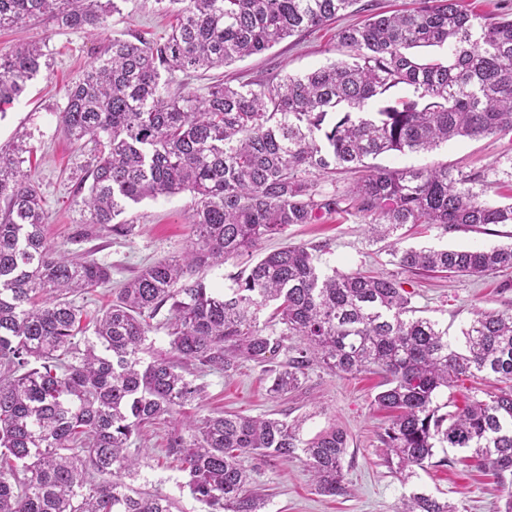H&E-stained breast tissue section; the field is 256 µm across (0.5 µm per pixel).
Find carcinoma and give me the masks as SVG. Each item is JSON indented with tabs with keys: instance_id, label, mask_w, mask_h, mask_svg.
<instances>
[{
	"instance_id": "obj_1",
	"label": "carcinoma",
	"mask_w": 512,
	"mask_h": 512,
	"mask_svg": "<svg viewBox=\"0 0 512 512\" xmlns=\"http://www.w3.org/2000/svg\"><path fill=\"white\" fill-rule=\"evenodd\" d=\"M357 2L155 0L176 15L170 31L151 42L108 40L67 88L59 128L94 151L91 183L76 201L82 223L126 236L133 225L117 217L127 204L188 192L195 226L182 256L118 289L91 337L74 297L108 284L110 267L47 241L40 184L24 167L28 133L0 148V512H174L171 497L138 483L132 436L203 400L196 379L241 360L263 366L282 351L291 356L266 371L271 393L298 388L315 366L379 374L374 402L391 413L388 462L408 478L438 448L469 449L497 479L500 512H512V313L478 310L452 341L448 328L418 315L403 281L328 274L304 246L266 254L223 290L201 277L294 224L343 212L368 219L370 238L388 241L391 263L406 272L512 269V244L400 251L390 241L408 224L444 234L512 224V203L490 204L470 188L479 173L373 163L512 132V13L415 0L340 28L341 59L327 66L257 89L167 93L178 72L263 53ZM117 11V0H0V27L47 18L60 29H97ZM49 56L44 43L0 48L1 114ZM338 173L352 182L331 192L312 179L333 183ZM165 306L170 355L151 356L150 320ZM491 376L503 386L474 388L464 407L439 402L455 382ZM302 429L217 412L180 423L165 455L206 512H263L265 495L242 465L253 455L286 460L299 450L318 493L346 494V430L330 423L305 439ZM402 512L458 510L420 494L403 500Z\"/></svg>"
}]
</instances>
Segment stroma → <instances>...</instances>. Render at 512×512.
Returning a JSON list of instances; mask_svg holds the SVG:
<instances>
[{"instance_id":"1","label":"stroma","mask_w":512,"mask_h":512,"mask_svg":"<svg viewBox=\"0 0 512 512\" xmlns=\"http://www.w3.org/2000/svg\"><path fill=\"white\" fill-rule=\"evenodd\" d=\"M353 21V16L348 15L314 31L297 33L261 54L188 78L179 74L175 80L202 95L220 79L234 87L243 83L256 87L285 74L299 75L336 59V32ZM170 24V18L156 11L153 0H123L120 13L109 17L100 29L66 30L47 20L0 28V48L36 41L46 43L50 51L49 68L0 117V147L9 145L17 130L29 133L36 176L46 200L48 240L72 252H91L110 266L111 282L80 301L91 316L107 307L116 289L142 267L182 255L193 236L191 196L182 193L127 208L124 217L133 221L134 229L125 237L99 228L86 230L75 204V191L86 177L90 151L62 135L56 112L64 103L67 86L88 68L104 42L131 32L150 40L164 34ZM377 163L398 168L445 163L466 172L480 170L485 179L473 184L472 189L483 200L499 204L512 197V132L454 141L430 152L383 155ZM510 242L512 224H491L480 233L448 234L419 225L405 228L399 246L493 247ZM286 245L322 246L323 261L343 273L373 271L400 276L406 290L413 292V303L423 316L447 327L453 339L459 337L475 310L512 311V270L481 277L401 273L390 263L383 243L369 240L364 218L355 214H332L314 224L289 227L285 234L262 241L252 255L228 260L224 266L209 271L207 279L217 288L231 285L233 277L265 254ZM204 382V406H185L181 419L194 420L212 410L287 421L302 417L306 420L303 437L312 436L331 422L341 425L349 435L343 461L349 492L344 496L317 494L301 458H245L253 486L268 496L266 512H399L402 500L415 494L452 502L460 512H496L502 502L494 478L478 469L463 449H446L447 465L416 470L409 479L392 473L385 463L381 440L387 414L374 403L382 389L379 375L351 376L316 367L308 371L299 388L274 397L268 392L269 381L262 367L243 361L234 371L205 376ZM171 429V423L160 420L146 426L136 438L134 445L144 458L142 475L150 488L174 499L179 512H205L204 505L183 488L182 472L163 452Z\"/></svg>"}]
</instances>
